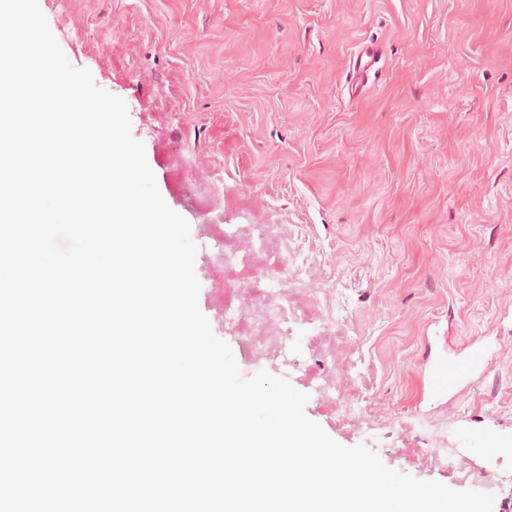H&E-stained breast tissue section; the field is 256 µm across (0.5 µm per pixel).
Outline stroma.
I'll return each instance as SVG.
<instances>
[{"label": "stroma", "instance_id": "1", "mask_svg": "<svg viewBox=\"0 0 512 512\" xmlns=\"http://www.w3.org/2000/svg\"><path fill=\"white\" fill-rule=\"evenodd\" d=\"M38 2L71 66L125 101L162 198L190 225L199 307L241 376L287 379L340 444L512 512V0H73L68 33ZM365 40L381 44L383 73L353 100L345 76ZM183 156L194 171L180 173ZM205 199L270 228L239 288L288 256L327 289L365 360L372 433L316 391L335 348L277 353L273 324L259 362L225 323ZM487 336L486 377L432 397L430 363ZM462 430L506 447L454 472L421 462L418 448Z\"/></svg>", "mask_w": 512, "mask_h": 512}]
</instances>
